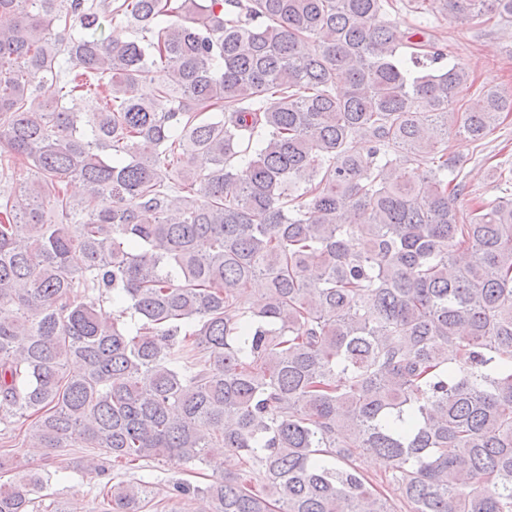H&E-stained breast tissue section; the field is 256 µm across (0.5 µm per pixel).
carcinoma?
Wrapping results in <instances>:
<instances>
[{
	"mask_svg": "<svg viewBox=\"0 0 512 512\" xmlns=\"http://www.w3.org/2000/svg\"><path fill=\"white\" fill-rule=\"evenodd\" d=\"M394 2L0 0V161L27 173L0 193V512H73L12 467L18 428L114 463L229 453L172 485L211 512H396L366 455L408 512H512V170L461 218L448 155L512 93L458 104L468 71L418 26L512 37V0H406L403 33ZM117 17L135 38L102 36ZM358 463L373 480L376 488L383 493L394 506H401V493L397 485L388 484L384 479L385 465L374 458L364 457Z\"/></svg>",
	"mask_w": 512,
	"mask_h": 512,
	"instance_id": "cac0c4a2",
	"label": "carcinoma"
}]
</instances>
